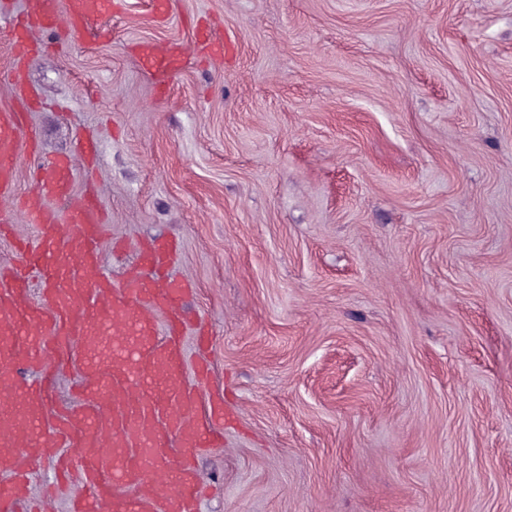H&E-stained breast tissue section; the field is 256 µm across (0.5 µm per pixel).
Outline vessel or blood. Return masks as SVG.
<instances>
[{"label":"vessel or blood","instance_id":"1","mask_svg":"<svg viewBox=\"0 0 512 512\" xmlns=\"http://www.w3.org/2000/svg\"><path fill=\"white\" fill-rule=\"evenodd\" d=\"M112 0H0V19H9L11 107L0 109V223H7L16 192L19 144L36 151L29 114L39 105L37 90L24 74L38 54L34 31L57 29L80 36L88 21L111 16ZM180 45L144 46L140 66L159 78L175 73L184 60ZM98 159L93 136L77 140L72 155L37 168L35 187L22 210L36 228V242L20 241L17 263L0 265V512H48L47 496L29 492L28 470L35 455L54 457L61 477L80 466L85 495L70 512H197L201 487L194 475L198 449L224 440V397L210 395L205 414L185 384L186 354L181 335L187 326L184 301L189 283L173 278L174 242L139 247V263L119 281L102 272L100 243L106 215L93 190L72 200L75 161L93 168ZM69 200L66 211L53 203ZM43 284L39 301L27 296L28 277ZM123 337L112 361L80 360L86 384L82 405L45 411L46 372L51 360L68 361L82 336ZM23 366L40 379L18 382L9 370ZM178 443L183 453L170 459ZM80 448L78 459L64 454Z\"/></svg>","mask_w":512,"mask_h":512}]
</instances>
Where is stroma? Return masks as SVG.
<instances>
[{"label": "stroma", "instance_id": "stroma-1", "mask_svg": "<svg viewBox=\"0 0 512 512\" xmlns=\"http://www.w3.org/2000/svg\"><path fill=\"white\" fill-rule=\"evenodd\" d=\"M117 0L28 67L102 269L173 240L224 396L198 512H512V0ZM227 33L168 82L145 42Z\"/></svg>", "mask_w": 512, "mask_h": 512}]
</instances>
